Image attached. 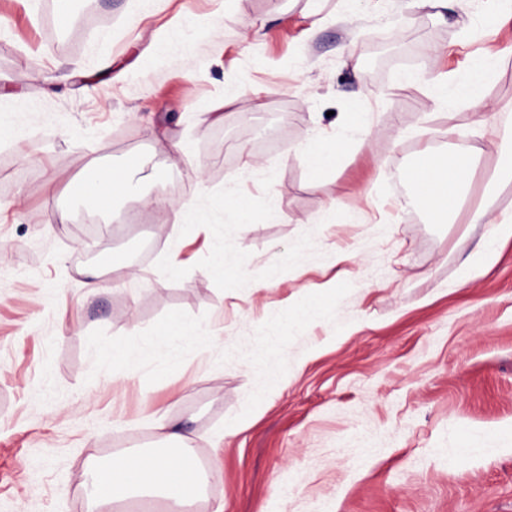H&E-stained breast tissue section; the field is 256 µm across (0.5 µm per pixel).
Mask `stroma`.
I'll return each instance as SVG.
<instances>
[{
    "instance_id": "obj_1",
    "label": "stroma",
    "mask_w": 512,
    "mask_h": 512,
    "mask_svg": "<svg viewBox=\"0 0 512 512\" xmlns=\"http://www.w3.org/2000/svg\"><path fill=\"white\" fill-rule=\"evenodd\" d=\"M58 2L0 0V120H27L20 143L0 141V512H85L87 461L149 447L150 410L197 450L190 512H512V238L472 266L490 225L435 223L411 176L456 132L496 178L486 205L512 215V156L471 134L453 93L485 58L486 98L512 99V17L482 25L487 0H69L62 25ZM247 21L261 37L243 39ZM162 29L176 34L164 52ZM73 60L81 75L53 82ZM248 87L257 104L212 118ZM347 112L368 115L365 142L313 177L303 135H337ZM96 158L145 161L109 215L76 195ZM239 183L250 209L233 224ZM158 197L192 203L204 227L158 223ZM310 298L324 316L289 324ZM173 316L212 334L106 376L96 345ZM225 213L236 219L235 223H243L242 219L248 211V198L243 190L236 186L224 194Z\"/></svg>"
}]
</instances>
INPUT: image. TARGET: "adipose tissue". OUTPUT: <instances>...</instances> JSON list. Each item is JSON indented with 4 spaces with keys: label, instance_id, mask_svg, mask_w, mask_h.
<instances>
[{
    "label": "adipose tissue",
    "instance_id": "obj_1",
    "mask_svg": "<svg viewBox=\"0 0 512 512\" xmlns=\"http://www.w3.org/2000/svg\"><path fill=\"white\" fill-rule=\"evenodd\" d=\"M486 61H477L471 68L458 98L469 101L474 109V124L494 132L495 114L512 112V100L487 101L480 88L485 80ZM472 161L454 151L427 149L414 171L418 185L417 197L436 219H446L462 187L470 180ZM97 188L86 194L85 203L92 209L111 206L114 197L132 190L123 169L103 167L98 171ZM203 328L178 321L169 322L159 336H146L141 347L125 346L112 350L113 375L130 376L138 368V351L171 348L203 335ZM155 435L161 446L152 454L130 453L114 458L108 464H90L85 474L88 512H104L106 506L134 496L164 499L169 512H183L184 506L200 493V475L196 450L181 429L161 416L152 418Z\"/></svg>",
    "mask_w": 512,
    "mask_h": 512
}]
</instances>
